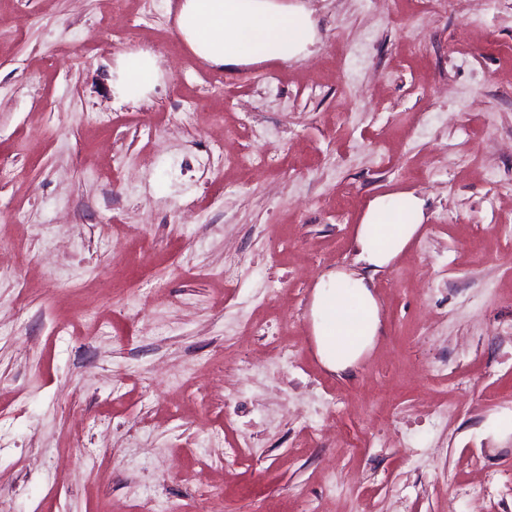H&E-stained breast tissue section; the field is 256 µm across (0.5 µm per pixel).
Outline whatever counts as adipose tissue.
<instances>
[{
	"mask_svg": "<svg viewBox=\"0 0 512 512\" xmlns=\"http://www.w3.org/2000/svg\"><path fill=\"white\" fill-rule=\"evenodd\" d=\"M177 28L191 51L214 66L231 67L272 60H296L316 41L315 24L304 5L277 0H183ZM158 71L145 53L125 55L112 90L138 99ZM424 202L411 194L371 199L357 229V260L379 271L416 235ZM314 331L322 362L336 372L351 368L372 345L380 328L377 301L364 276L336 272L322 278L313 302Z\"/></svg>",
	"mask_w": 512,
	"mask_h": 512,
	"instance_id": "adipose-tissue-1",
	"label": "adipose tissue"
}]
</instances>
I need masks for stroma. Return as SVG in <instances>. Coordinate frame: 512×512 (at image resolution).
I'll return each instance as SVG.
<instances>
[{"mask_svg":"<svg viewBox=\"0 0 512 512\" xmlns=\"http://www.w3.org/2000/svg\"><path fill=\"white\" fill-rule=\"evenodd\" d=\"M180 2L0 0V512H512V0H301L310 55L238 67ZM388 193L424 220L337 373L315 287ZM158 71L153 59L145 53L125 55L112 73V91L125 99H138L152 86Z\"/></svg>","mask_w":512,"mask_h":512,"instance_id":"stroma-1","label":"stroma"}]
</instances>
